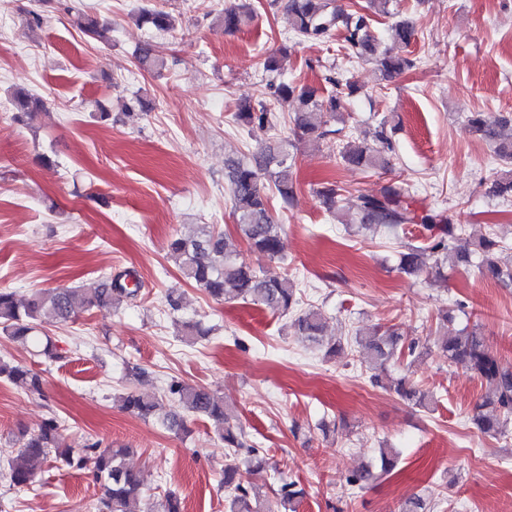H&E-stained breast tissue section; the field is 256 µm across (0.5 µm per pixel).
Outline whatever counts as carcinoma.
I'll return each mask as SVG.
<instances>
[{
  "label": "carcinoma",
  "mask_w": 512,
  "mask_h": 512,
  "mask_svg": "<svg viewBox=\"0 0 512 512\" xmlns=\"http://www.w3.org/2000/svg\"><path fill=\"white\" fill-rule=\"evenodd\" d=\"M393 0H348L336 4V0H284V8L291 16L296 39L304 42L322 43L332 32L344 33V49L351 59L367 58L375 63L383 77L391 79L414 67V61L393 54L372 32L373 17L391 13ZM254 10L246 5H234L222 12L221 25L226 32H235L255 20ZM140 25H150L162 32L176 30L175 20L163 9H142L135 15ZM75 23L86 35L107 43L112 28L86 17L77 16ZM415 25L401 19L391 26V39L395 43L408 45L414 39ZM290 46L283 43L268 54L263 62L266 76V92L261 97L240 101L232 119L242 129L269 131L259 149L243 158H232L225 162L224 179L227 182L233 215L237 228L253 252L270 261H283L282 225L275 222L270 199L276 198L280 207L293 205L297 182L293 177L296 166L294 141L310 138H334L343 143L336 162L343 166L383 169L388 166L395 152L394 143L385 134L386 121L379 122L372 137L353 136L345 127L333 124L342 119L346 99L360 92L353 82L341 77H328L336 86V93L322 97L317 90L305 85L288 83L278 79L283 61L288 58ZM141 69L162 73L167 66L165 53L153 45L138 49L136 55ZM278 103H292L293 111L288 123L292 138L283 137L275 130L280 125V115L272 111L267 99ZM12 120L20 125L30 124L44 108L41 97L19 90L11 100ZM507 117L490 121L480 112L468 116L471 130L494 145V152L506 164H512V140L504 138L502 130L511 123ZM345 189L337 181H328L316 188L315 194L322 208L336 213L341 207ZM488 194L495 197H512V169L500 170L492 176ZM349 223L363 228L383 229L395 232L406 224H420L426 231V246L436 257L440 266L454 268L467 262L471 254L480 258L481 273L499 283L512 284V261L502 260L494 251H507L509 247L499 244L492 236L473 242V251L456 250L454 241L457 225L451 223L441 212L427 210L422 213L412 208L409 187L402 181L389 182L376 193H362L355 197L350 211ZM401 255L402 269L415 274L420 270V249L410 243L404 245ZM168 254L183 277L202 288L216 300L243 299L263 306L274 313L294 315V328L310 342L326 348L334 354L342 345L324 341L326 316L319 309L300 308V298L294 280L289 276H270L263 268H254L239 260L236 248L224 237V233L207 227L192 237L172 238L168 242ZM128 273L118 272L108 278V287L90 295H80L74 288H55L36 291L21 301L11 291L0 290V331L4 335L31 345L47 357H54V345L50 337L38 335L43 324L66 323L74 320L78 310L109 308L115 302L136 295L128 288ZM211 329L199 321H186L183 336L189 341L208 336ZM354 343L360 363L373 369H382L393 360L411 357L418 360L427 352V345L412 340L401 344L400 335L391 327L375 326L355 335ZM440 348L449 364L464 367L487 394L476 405L472 424L484 436L500 437L507 433L512 423V369L502 365L497 354L488 346L481 332L475 327H464L452 336L441 339ZM0 377L20 386L30 393H42L43 380L39 373L20 364L0 360ZM393 390L414 405L426 408L431 397L420 390L405 376L390 381ZM165 392L169 394L174 408L157 416L161 425L179 434L187 430L185 415H196L210 419L216 427L218 437L228 449L229 463L224 469V493L227 495L229 512H260L253 504L257 500L251 479L253 468L242 466L240 456L256 460V468L263 467L258 458L259 449L252 443L243 428L236 423L235 416L224 407V402L209 391L170 381ZM120 408L138 417L156 416L159 404L151 397L129 391L119 397ZM68 465L84 468L92 465V474L102 489L101 495L92 504L94 512H155V506L142 501L139 473L126 462L127 449L101 447L98 441L86 440L77 447L64 444L61 426L54 419L47 420L38 431L23 439L21 448L7 461V475L12 486L24 488L33 482L34 464L46 458L50 452ZM270 491L275 500L276 512H290L294 499L302 494L293 482L273 480Z\"/></svg>",
  "instance_id": "carcinoma-1"
}]
</instances>
